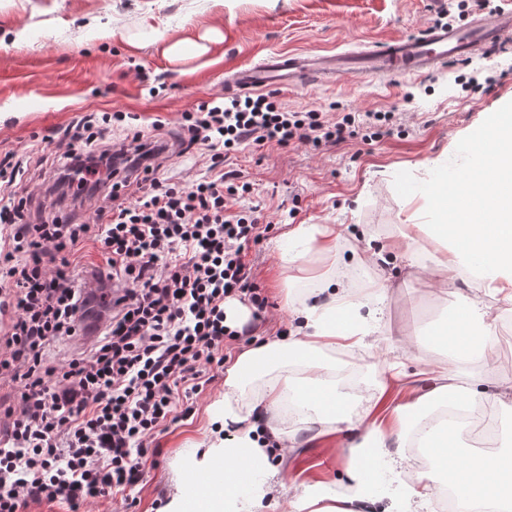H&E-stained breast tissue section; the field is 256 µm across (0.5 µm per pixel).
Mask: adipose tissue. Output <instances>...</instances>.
I'll list each match as a JSON object with an SVG mask.
<instances>
[{"label": "adipose tissue", "instance_id": "1", "mask_svg": "<svg viewBox=\"0 0 512 512\" xmlns=\"http://www.w3.org/2000/svg\"><path fill=\"white\" fill-rule=\"evenodd\" d=\"M434 185L426 190L431 219L421 227L403 225L391 252H403L411 263L419 253L413 230H421L441 242L461 228L448 211L447 196L439 186L448 180L447 157L432 163ZM345 228L335 224H301L284 234L283 260H290L291 245L329 255L331 266L303 288L286 291V304L300 318L301 326L291 336H271L253 343L236 356L224 379V393L209 407L212 430L204 447L186 449L181 466L175 467L172 490L159 512H276L281 498H288L291 512H377L390 496L393 483L405 481V492L397 512H434V504L452 496L453 512H503L504 500H512V465L493 456L470 462L445 452L437 429L429 418H460L477 392L470 384H459L452 374L432 369L404 373L387 361L373 366L389 373L394 397L392 418L375 421L372 409L351 418L312 388V377L324 368L325 357L336 350L372 354L381 343L374 329L342 301L358 288L356 273L370 257L344 258ZM489 257H476L466 242L442 249L431 257L432 272L440 286L464 283L472 292L461 310L483 341H491L500 324L512 320V238L501 236L488 243ZM507 302L504 310L484 304V297ZM264 369L273 370L261 389L249 386L251 377ZM502 411L512 414V379L484 391ZM306 412L329 436L339 427L365 428L387 460L386 474L371 480L353 467L340 483L304 482L300 493L289 494L285 478L270 464L271 451L286 453L299 448L296 432L285 428L290 414Z\"/></svg>", "mask_w": 512, "mask_h": 512}]
</instances>
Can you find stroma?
<instances>
[{
  "label": "stroma",
  "instance_id": "1",
  "mask_svg": "<svg viewBox=\"0 0 512 512\" xmlns=\"http://www.w3.org/2000/svg\"><path fill=\"white\" fill-rule=\"evenodd\" d=\"M441 9L439 0H0V156L52 155L57 132L90 112L134 113L144 133L153 134L158 120L164 133L174 134L183 113L223 94L225 79L238 67L276 53L365 49L420 32ZM90 16L113 29L114 38L93 39L84 28ZM20 28L26 39L17 46L12 32ZM207 32L214 35L209 51L181 61L166 58L155 42L160 34L173 42ZM275 95L291 112H389L393 119L389 133L371 144L357 137L316 148L267 143L225 156V172L251 186L244 206L256 207L262 221L272 225L249 248L266 313L254 318L251 304L240 302L244 318L236 327L242 335L227 342L226 363L256 339L289 332L280 280L299 288L328 265L324 255L303 250L282 261L278 240L283 234L301 224H345L356 235L354 247L388 250L409 218L430 219L421 210V191L432 181L433 158L447 156L455 174L448 189L451 207L481 226L469 239L474 251H482L489 237L512 233V176L490 166L474 173L461 149L490 113H512V40L421 77L346 78L291 85ZM207 174L202 146L173 156L159 172L160 178L185 183ZM385 271L396 289L378 323L392 339L389 361L410 371L420 362L453 369L480 391L512 378V360L503 358L512 349V325L498 328L479 359L461 360L455 347L475 338V331L460 329L447 343L437 340L431 320L453 314L459 296L442 292L424 266L389 264ZM372 364L364 354H331L321 392L349 414H361L388 381L374 375ZM224 377V371H215L190 417L158 435L156 464L147 467L134 491L135 508L117 497L93 504V512H155V501L170 489L180 449L205 442L207 409L223 394ZM303 425L299 415L287 423L304 442L282 466L287 479L341 481L357 465L373 476L384 470L383 460L351 454L362 432L315 441Z\"/></svg>",
  "mask_w": 512,
  "mask_h": 512
}]
</instances>
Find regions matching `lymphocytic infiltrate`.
Listing matches in <instances>:
<instances>
[{
  "mask_svg": "<svg viewBox=\"0 0 512 512\" xmlns=\"http://www.w3.org/2000/svg\"><path fill=\"white\" fill-rule=\"evenodd\" d=\"M124 113L81 117L52 159L46 194L105 191L93 222L34 224L32 194L15 195L23 161L0 158V384L17 396L0 408V512L62 501L81 512L93 499L133 490L157 434L187 417V401L224 366V343L239 338L224 303L267 302L251 280L249 246L269 232L254 209H235L249 185H225L224 155L245 144L335 143L368 132L382 137L387 112H291L273 95L218 96L182 115L169 144L129 129L112 140ZM208 151L209 174L183 185L158 178L168 152ZM134 187V198L120 191ZM93 242L105 267L87 282L79 252ZM112 284L108 316L87 351L59 361L50 346L77 335L83 309Z\"/></svg>",
  "mask_w": 512,
  "mask_h": 512,
  "instance_id": "obj_1",
  "label": "lymphocytic infiltrate"
}]
</instances>
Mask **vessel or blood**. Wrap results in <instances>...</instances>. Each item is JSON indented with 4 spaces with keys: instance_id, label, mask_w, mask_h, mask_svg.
I'll use <instances>...</instances> for the list:
<instances>
[{
    "instance_id": "1",
    "label": "vessel or blood",
    "mask_w": 512,
    "mask_h": 512,
    "mask_svg": "<svg viewBox=\"0 0 512 512\" xmlns=\"http://www.w3.org/2000/svg\"><path fill=\"white\" fill-rule=\"evenodd\" d=\"M509 36L512 10L495 11L459 27L429 25L418 34L388 39L363 52L315 57L275 54L236 71L228 92L237 95L365 74H422L435 66L467 58Z\"/></svg>"
}]
</instances>
